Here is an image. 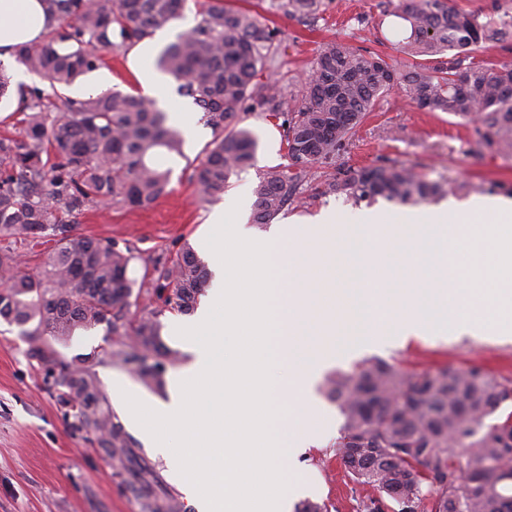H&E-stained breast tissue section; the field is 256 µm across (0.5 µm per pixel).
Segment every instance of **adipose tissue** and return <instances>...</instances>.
I'll use <instances>...</instances> for the list:
<instances>
[{"label": "adipose tissue", "mask_w": 512, "mask_h": 512, "mask_svg": "<svg viewBox=\"0 0 512 512\" xmlns=\"http://www.w3.org/2000/svg\"><path fill=\"white\" fill-rule=\"evenodd\" d=\"M45 11L41 0H0V59L11 58L21 44H35L46 31ZM169 38L168 31H158L154 38L141 44L132 59V67L143 95L156 94L159 76L151 61L158 48Z\"/></svg>", "instance_id": "adipose-tissue-1"}]
</instances>
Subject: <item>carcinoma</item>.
Listing matches in <instances>:
<instances>
[{
    "instance_id": "1",
    "label": "carcinoma",
    "mask_w": 512,
    "mask_h": 512,
    "mask_svg": "<svg viewBox=\"0 0 512 512\" xmlns=\"http://www.w3.org/2000/svg\"><path fill=\"white\" fill-rule=\"evenodd\" d=\"M43 2L56 25L40 43L19 46L14 57L54 89L94 70L99 52L127 49L180 19L184 8V0ZM321 5L269 0L268 10L302 20ZM390 15L406 23L407 36L397 42L401 58L332 42L293 93L260 80L275 65L279 30L251 10L208 0L195 25L156 61L213 133L202 157L189 163L199 200H219L231 177L253 165L256 140L245 121L256 108L282 130L288 157L254 188L257 224L274 220L319 165L331 169L323 194L356 205L379 198L429 201L443 192L403 165L334 172L357 128L392 87L412 105L467 120L476 143L512 151V64L491 56L509 36L512 19L462 10L448 0H401ZM17 93L18 135L0 138V320L33 325L26 331L35 342L33 357L63 389L80 427L113 458L128 440L95 379L61 364L40 339L67 342L78 330L104 324L114 336H135L138 346L169 354L157 311L134 325L125 320L137 256L78 233L73 224L91 208L145 209L158 201L171 169L157 157L184 156L183 138L155 101L121 91L80 101H52L38 89ZM48 230L58 237L57 247L31 272L12 245L30 244ZM155 271L158 299L179 313L193 309L208 283L205 265L189 246ZM324 394L343 418L336 456L353 482L372 490L362 512H512V411L505 407L512 387L479 368L409 372L369 358L329 375Z\"/></svg>"
}]
</instances>
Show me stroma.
I'll list each match as a JSON object with an SVG mask.
<instances>
[{
	"label": "stroma",
	"mask_w": 512,
	"mask_h": 512,
	"mask_svg": "<svg viewBox=\"0 0 512 512\" xmlns=\"http://www.w3.org/2000/svg\"><path fill=\"white\" fill-rule=\"evenodd\" d=\"M391 0H323L322 11L297 21L269 15V26L280 31V68L270 69L271 79L298 90L320 49L332 41H347L389 57L397 56L388 10ZM137 96L141 89L124 52L105 54L103 63L62 89L64 97L80 100L94 94L101 82ZM258 139L256 161L250 169L232 176L229 195L252 193L267 170L287 165L282 132L262 112L246 121ZM212 138L204 127L185 140L183 156H169L170 192L151 208L114 206L78 217V232L130 248L137 257L131 269L138 304L127 319L136 320L143 308L160 309L159 320L169 324L175 312L161 310L156 297L152 263L170 257L183 247H196L207 231L211 205L196 198L189 181L188 160L194 159ZM471 129L459 117L430 112L408 104L399 90L385 94L377 112L358 129L340 157L344 168L397 163L414 168L427 181L443 186L445 200L505 196L512 198V153L491 146L473 153ZM327 209L344 217L359 214V206L334 195L310 197L289 203L283 218L305 224ZM60 360L89 370L104 399H111L113 382H122L145 395L159 389L144 385L134 362L126 361L133 341L108 335L105 326L77 331L69 343L46 336ZM379 357L409 370L443 366L466 369L479 366L503 383L512 384V336H423L407 341L391 339L385 345L352 341L336 353L332 367L348 371L365 359ZM128 460L117 466L96 438L80 429L71 407L62 403L60 391L30 356L23 328L0 322V512H141L135 487L148 486L158 499L176 504L177 512H192L181 486L169 472L163 453L144 443L139 431L128 429ZM340 430L327 433L322 446L302 459L323 491L317 502L328 512H359L368 489L351 481L336 456Z\"/></svg>",
	"instance_id": "1"
}]
</instances>
